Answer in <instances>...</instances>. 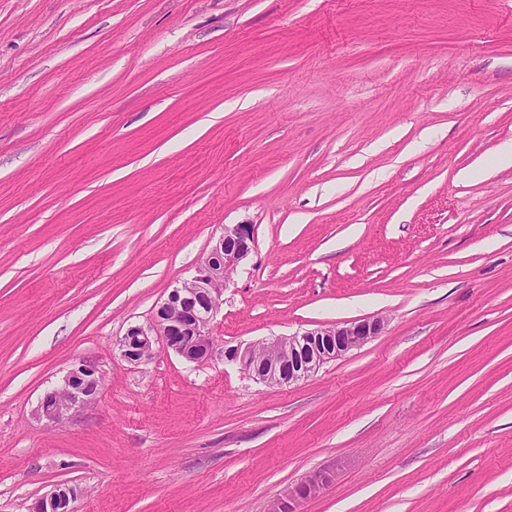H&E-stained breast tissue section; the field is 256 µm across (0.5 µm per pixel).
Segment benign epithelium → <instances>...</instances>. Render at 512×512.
Here are the masks:
<instances>
[{"label":"benign epithelium","instance_id":"1","mask_svg":"<svg viewBox=\"0 0 512 512\" xmlns=\"http://www.w3.org/2000/svg\"><path fill=\"white\" fill-rule=\"evenodd\" d=\"M254 243L255 225H224L223 233L198 264L191 279L168 294L148 324L131 326L116 340L122 357L139 365L164 350L188 362L210 359L215 352L211 322L222 305L223 288L229 285L232 272L249 258ZM384 328L383 318L367 317L258 343L226 345L224 363L238 367L258 382L271 386L290 385L367 344ZM99 388L96 366L80 360L69 370L61 387L44 394L38 413L50 424L59 423L75 408L94 401ZM326 481L323 475L305 480L289 492L287 498L274 502L269 512H294L290 500L319 494ZM77 496L76 487L55 484L37 499L30 512H72Z\"/></svg>","mask_w":512,"mask_h":512}]
</instances>
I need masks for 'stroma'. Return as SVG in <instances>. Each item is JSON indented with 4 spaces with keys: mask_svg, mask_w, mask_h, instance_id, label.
<instances>
[{
    "mask_svg": "<svg viewBox=\"0 0 512 512\" xmlns=\"http://www.w3.org/2000/svg\"><path fill=\"white\" fill-rule=\"evenodd\" d=\"M505 143L512 0H0V512H512ZM241 223L214 357L126 362ZM376 315L289 386L224 363ZM97 373L92 362L79 360L69 370L61 387L44 394L37 410L39 415L49 424L59 423L75 408L94 401L101 382ZM326 481L327 478L323 475L310 477L297 486L293 491L289 492L287 499H279L274 502L268 512H294L290 505L291 499L316 496L320 493ZM78 490L65 483L55 484L37 499L29 512H70L71 504L76 500Z\"/></svg>",
    "mask_w": 512,
    "mask_h": 512,
    "instance_id": "obj_1",
    "label": "stroma"
}]
</instances>
